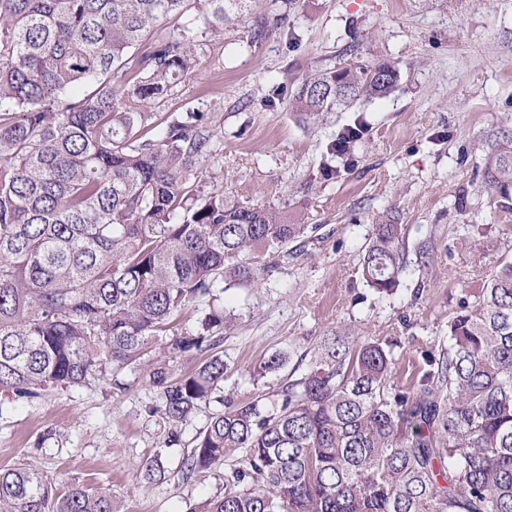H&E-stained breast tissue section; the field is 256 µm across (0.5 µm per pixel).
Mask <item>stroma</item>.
Wrapping results in <instances>:
<instances>
[{"instance_id": "35a3bbf8", "label": "stroma", "mask_w": 512, "mask_h": 512, "mask_svg": "<svg viewBox=\"0 0 512 512\" xmlns=\"http://www.w3.org/2000/svg\"><path fill=\"white\" fill-rule=\"evenodd\" d=\"M270 28L251 42L248 21L212 39L200 65L156 112L213 116L222 140L224 192L240 204L275 207L316 230L292 242L257 283L226 279L218 304L233 322L216 347L180 351L194 310L171 320L147 349L172 376L217 352L224 380L215 399L170 428L151 413L159 401L147 365L108 366L82 385L29 402L0 392V468L25 463L58 493L80 487L112 494L121 512H188L224 492L225 466L174 478L212 413L255 396L274 397L304 369V356L331 331L388 340L396 376L411 383L419 350L446 337L462 293L512 260V207L487 192L486 155L512 139V0H258ZM386 62L400 79L385 95L308 119L289 102L316 70ZM362 125L350 152L331 155L345 127ZM404 227L407 274L393 294L376 292L361 263L379 214ZM287 352L279 370L261 362ZM172 446H164L169 432ZM161 458L171 476L144 478Z\"/></svg>"}]
</instances>
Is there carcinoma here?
<instances>
[{"instance_id":"obj_1","label":"carcinoma","mask_w":512,"mask_h":512,"mask_svg":"<svg viewBox=\"0 0 512 512\" xmlns=\"http://www.w3.org/2000/svg\"><path fill=\"white\" fill-rule=\"evenodd\" d=\"M256 0H0V390L33 399L144 359L152 337L227 276L255 283L265 257L309 231L224 195L214 121L147 111L199 65L198 50L252 18ZM164 20L180 25L169 32ZM389 63L321 69L296 89L315 117L387 94ZM512 202V141L484 159ZM406 272L402 226L381 216L362 264L379 293ZM215 307L176 349L224 328ZM396 377L390 344L327 336L300 377L211 416L182 481L239 459L224 494L191 512H512V261L464 293L448 336ZM224 380V359L159 388L156 411L187 420ZM0 512H120L106 492L65 494L37 469H0Z\"/></svg>"}]
</instances>
